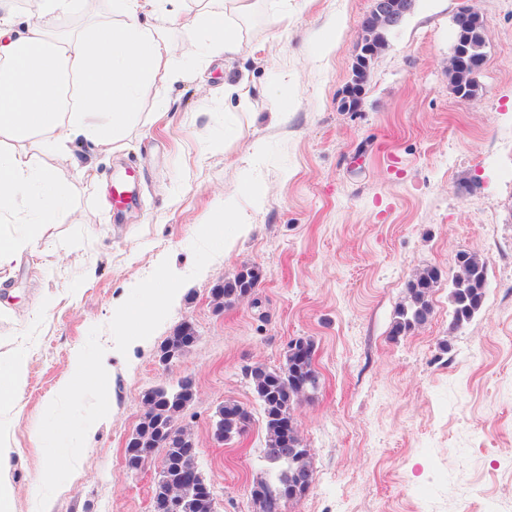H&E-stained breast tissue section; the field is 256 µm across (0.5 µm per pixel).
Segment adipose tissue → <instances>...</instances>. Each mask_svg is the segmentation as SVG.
Returning <instances> with one entry per match:
<instances>
[{
    "instance_id": "ef3b65f1",
    "label": "adipose tissue",
    "mask_w": 512,
    "mask_h": 512,
    "mask_svg": "<svg viewBox=\"0 0 512 512\" xmlns=\"http://www.w3.org/2000/svg\"><path fill=\"white\" fill-rule=\"evenodd\" d=\"M71 2L29 0L24 25L13 0H0V223L24 228L0 237V270L13 268L37 247L41 226L54 222L65 201L57 169L38 162V151L68 157L76 176L87 177L92 156L71 153L70 144L82 140L110 151L137 115L145 83L186 77L161 36L165 25L181 22L186 0H113L119 24L56 36ZM198 2L204 56L238 53L239 34L227 24L226 12L247 14L253 0ZM25 378L22 356L0 358V436L9 429L7 411L23 399Z\"/></svg>"
}]
</instances>
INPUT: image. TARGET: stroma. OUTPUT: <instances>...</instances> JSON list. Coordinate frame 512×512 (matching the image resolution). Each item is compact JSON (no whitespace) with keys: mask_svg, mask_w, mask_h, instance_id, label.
I'll use <instances>...</instances> for the list:
<instances>
[{"mask_svg":"<svg viewBox=\"0 0 512 512\" xmlns=\"http://www.w3.org/2000/svg\"><path fill=\"white\" fill-rule=\"evenodd\" d=\"M373 0H256L227 13L242 50L200 58L197 29L163 33L183 82L144 85L137 121L67 203L37 248L0 272V353H23L10 413L12 512H152L160 468L129 470L142 394L192 378L180 418L194 435L217 512H259L266 430L246 367H283L315 344L319 386L293 417L313 482L282 512H512V0H416L373 61L362 102L341 108ZM485 21L481 90L450 89L453 17ZM233 120H225V113ZM132 199L112 189L128 172ZM247 215L236 235L225 202ZM485 260L480 311L451 324L459 253ZM246 266L252 295L213 288ZM440 271L430 321L391 339L413 274ZM177 303L145 334L112 307H137L162 271ZM198 340L169 364L182 323ZM92 374L59 395L73 355ZM248 408L241 440L217 441L224 401ZM55 464L52 481L40 475Z\"/></svg>","mask_w":512,"mask_h":512,"instance_id":"1","label":"stroma"}]
</instances>
